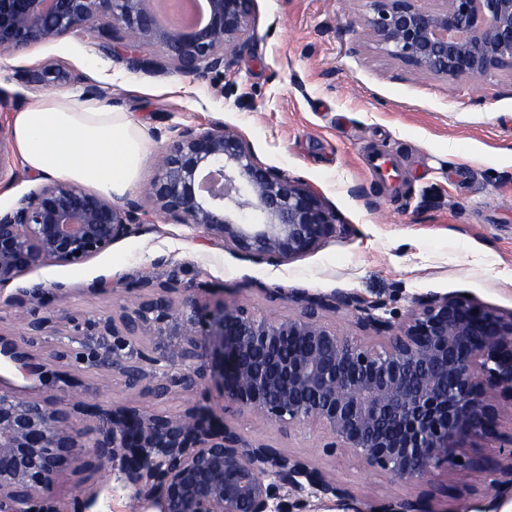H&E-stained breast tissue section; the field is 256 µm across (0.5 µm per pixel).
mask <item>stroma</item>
I'll return each instance as SVG.
<instances>
[{
	"label": "stroma",
	"mask_w": 512,
	"mask_h": 512,
	"mask_svg": "<svg viewBox=\"0 0 512 512\" xmlns=\"http://www.w3.org/2000/svg\"><path fill=\"white\" fill-rule=\"evenodd\" d=\"M369 0H253L251 28L233 68L184 75L170 68L130 70L121 54L70 36L0 57V208L40 186L10 133L13 112L56 92L94 96L129 112L149 143L130 193L141 201L139 226L75 266L47 263L23 286L63 284L73 310L111 308L109 293L87 287L106 277H165L181 265L185 283L224 287L229 303L261 316L297 314L287 295L350 293L405 312L420 294H464L512 312V71L481 86L415 76L366 35ZM53 64L71 82L33 89L24 69ZM234 129L257 160L300 179L336 212L339 231L314 251L284 262H253L202 230L167 223L147 193L158 176L172 126ZM389 154L390 179L377 181L368 160ZM0 388L39 399L68 388L25 378L0 355ZM252 439L315 458L353 488L381 498L416 495L347 454L324 455L319 433H284L241 418ZM91 498L89 512H136L118 471L65 470L55 487Z\"/></svg>",
	"instance_id": "35a3bbf8"
}]
</instances>
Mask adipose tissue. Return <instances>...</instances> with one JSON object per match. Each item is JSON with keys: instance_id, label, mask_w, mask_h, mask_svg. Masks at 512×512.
<instances>
[{"instance_id": "1", "label": "adipose tissue", "mask_w": 512, "mask_h": 512, "mask_svg": "<svg viewBox=\"0 0 512 512\" xmlns=\"http://www.w3.org/2000/svg\"><path fill=\"white\" fill-rule=\"evenodd\" d=\"M12 137L26 168L122 198L136 184L147 142L127 112L99 99L51 94L15 112Z\"/></svg>"}]
</instances>
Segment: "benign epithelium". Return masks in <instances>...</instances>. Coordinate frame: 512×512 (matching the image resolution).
I'll return each mask as SVG.
<instances>
[{
	"label": "benign epithelium",
	"instance_id": "obj_1",
	"mask_svg": "<svg viewBox=\"0 0 512 512\" xmlns=\"http://www.w3.org/2000/svg\"><path fill=\"white\" fill-rule=\"evenodd\" d=\"M370 0L367 34L417 75L478 86L512 69V0ZM201 24L172 28L146 0H0V54L79 34L125 52L136 70L144 42L158 44L182 74L230 69L248 30L252 0H208ZM41 87L68 83L52 66L23 70ZM171 224L204 230L254 262L303 256L336 233V214L305 183L261 164L238 133L216 126L170 130L162 173L150 191ZM141 205L124 206L64 179H50L0 211V311L19 320L0 355L25 375L49 370L33 348L50 345L58 363L116 377L163 402L196 399L181 412L134 403L104 407L65 395L22 398L0 389V512H85L87 497L55 494L62 468L95 464L120 471L124 488L157 512H307L335 499L351 512H445L422 491L379 501L354 491L307 456L245 437L229 417L284 431L317 429L323 452H350L400 485L430 486L435 472L466 459L487 473L481 498L512 492V448L496 458L465 457L464 445L500 438L512 410V313L464 296L414 297L386 318L344 293L297 291L299 313L260 317L224 302V287L187 285L180 270L122 284L116 308L69 309L64 286L3 291L46 263L79 265L133 232ZM355 314L361 335L345 336L326 312ZM180 337L166 353L151 346ZM222 405L211 402L210 390ZM94 442H81L84 429Z\"/></svg>",
	"mask_w": 512,
	"mask_h": 512
}]
</instances>
